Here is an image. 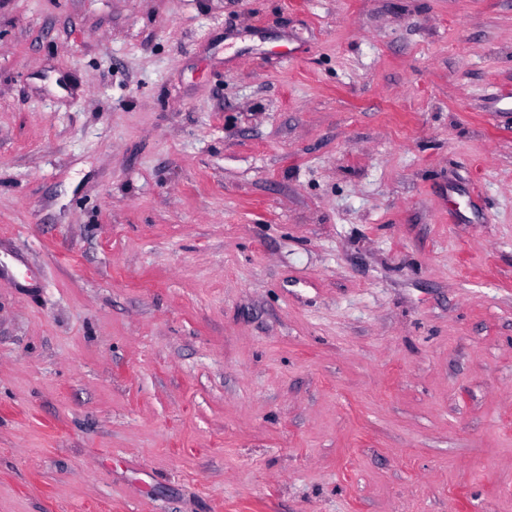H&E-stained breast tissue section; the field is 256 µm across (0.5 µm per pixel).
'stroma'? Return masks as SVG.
Wrapping results in <instances>:
<instances>
[{
    "label": "stroma",
    "instance_id": "35a3bbf8",
    "mask_svg": "<svg viewBox=\"0 0 512 512\" xmlns=\"http://www.w3.org/2000/svg\"><path fill=\"white\" fill-rule=\"evenodd\" d=\"M0 512H512V0H0Z\"/></svg>",
    "mask_w": 512,
    "mask_h": 512
}]
</instances>
